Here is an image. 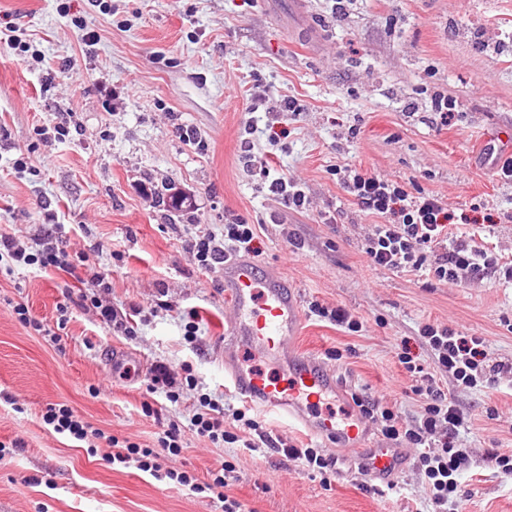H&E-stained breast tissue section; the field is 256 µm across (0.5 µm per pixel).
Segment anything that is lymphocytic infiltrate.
Masks as SVG:
<instances>
[{
	"label": "lymphocytic infiltrate",
	"instance_id": "obj_1",
	"mask_svg": "<svg viewBox=\"0 0 512 512\" xmlns=\"http://www.w3.org/2000/svg\"><path fill=\"white\" fill-rule=\"evenodd\" d=\"M345 186L364 210L383 219L364 248L372 265L396 271L426 269L442 283L456 281L463 270L479 275L493 273L512 281V263H500L487 249L462 241L449 243L448 212L435 197L412 195L404 185L355 169L348 170ZM255 238V225L237 216L224 226V246H216L213 236L205 234L190 241L188 250L201 268L209 270L222 264L227 256L252 252ZM0 250L19 264L62 270L73 267L66 245L49 236L40 244L25 247L15 236L1 234ZM420 336L432 352L434 371H427L406 349L399 353L398 361L415 379V393L426 398L421 417L407 425L377 400H363L360 406L365 417L380 423L385 438L415 449L417 467L429 488V497L417 512H461L468 494L462 490L459 476L468 462V451L459 445L458 434L467 417L452 395L441 390L435 374L451 373L457 385L474 389L486 386L494 375L512 373V363L486 365V343L479 336H467L430 323L421 327ZM44 420L56 433L75 441L89 445L105 442L108 447L105 460L112 466H134L157 481L169 480L191 492L214 495L222 512H242L241 503L223 492L226 475L234 467L225 464L221 474L203 485L189 472L170 467L168 460L180 454L185 431L194 432L217 448L238 443L252 453L265 448L281 449L288 458L299 461L304 470L319 473L326 483L336 473L334 460L318 449L289 444L251 418L247 406L225 413L218 401L206 394L200 396L188 426L169 423L153 448L105 434L64 405L48 406Z\"/></svg>",
	"mask_w": 512,
	"mask_h": 512
}]
</instances>
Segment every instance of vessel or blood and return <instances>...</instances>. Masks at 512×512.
Wrapping results in <instances>:
<instances>
[{
  "label": "vessel or blood",
  "mask_w": 512,
  "mask_h": 512,
  "mask_svg": "<svg viewBox=\"0 0 512 512\" xmlns=\"http://www.w3.org/2000/svg\"><path fill=\"white\" fill-rule=\"evenodd\" d=\"M224 295L233 317L224 329V380L276 419L336 447V468L389 484L409 457L402 448H375L348 385L296 340L303 322L300 299L273 268L259 270L246 256L224 263ZM269 361L272 371L248 368L244 354Z\"/></svg>",
  "instance_id": "1"
}]
</instances>
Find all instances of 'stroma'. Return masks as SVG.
I'll return each mask as SVG.
<instances>
[{
  "label": "stroma",
  "instance_id": "1",
  "mask_svg": "<svg viewBox=\"0 0 512 512\" xmlns=\"http://www.w3.org/2000/svg\"><path fill=\"white\" fill-rule=\"evenodd\" d=\"M330 8L0 0V234L27 241L54 224L69 252L87 257L71 273L0 261V444L14 448L0 460V512H220L207 494L109 466L54 433L44 414L65 405L151 448L169 422H188L198 395L237 405L224 384V271L198 268L187 250L202 231L223 239L236 215L259 227L254 260L276 268L303 305L341 307L362 322L351 332L309 314L298 340L356 396L407 422L421 416L424 399L397 354L409 346L432 366L427 323L483 337L488 362L512 361V283L466 274L446 284L370 265L363 247L381 218L361 210L338 173L349 166L434 196L452 218L450 240L512 261V181L487 157L495 134L512 128V0H351L336 23ZM438 94L454 103L445 125L431 120ZM288 97L298 111H282ZM60 121L67 132L53 135ZM245 138L272 174L302 189L304 207L262 190L258 169L241 160ZM167 185L191 200L193 222L160 202ZM115 249L123 260L111 259ZM100 270L110 284L102 292L91 281ZM84 292L122 312L140 308L133 335L70 303ZM19 304L41 330L19 321ZM112 345L136 355L131 381L113 380L103 357ZM159 363L178 377L191 366L197 390L175 404L156 399L148 385ZM437 381L471 418L460 435L471 456L466 512H512V476L490 460L512 451V374L478 389L445 373ZM146 402L157 415L143 413ZM178 461L202 484L233 463L225 492L245 512H414L428 494L413 464L380 496L351 475L323 484L273 449L255 456L192 434Z\"/></svg>",
  "mask_w": 512,
  "mask_h": 512
}]
</instances>
